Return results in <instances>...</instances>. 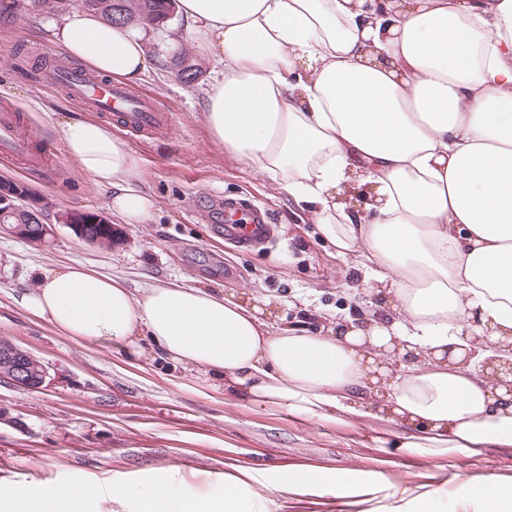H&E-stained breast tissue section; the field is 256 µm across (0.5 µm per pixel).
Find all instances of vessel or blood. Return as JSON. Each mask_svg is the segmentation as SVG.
Masks as SVG:
<instances>
[{
	"label": "vessel or blood",
	"instance_id": "vessel-or-blood-1",
	"mask_svg": "<svg viewBox=\"0 0 512 512\" xmlns=\"http://www.w3.org/2000/svg\"><path fill=\"white\" fill-rule=\"evenodd\" d=\"M46 80L65 89L72 100L91 105L98 112L117 116L123 127L129 130L153 132L169 122L168 114L155 111L145 98L134 96L122 85L83 70L70 67L48 74ZM27 150V142L18 135L11 113H1L0 154L22 157ZM270 233L269 213L262 206H250L245 217L232 212L225 215L226 241L253 246L266 241Z\"/></svg>",
	"mask_w": 512,
	"mask_h": 512
}]
</instances>
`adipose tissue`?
Listing matches in <instances>:
<instances>
[{
    "label": "adipose tissue",
    "mask_w": 512,
    "mask_h": 512,
    "mask_svg": "<svg viewBox=\"0 0 512 512\" xmlns=\"http://www.w3.org/2000/svg\"><path fill=\"white\" fill-rule=\"evenodd\" d=\"M223 70L205 119L235 158L281 179L338 252L376 268L385 317L269 330L261 303L171 283L134 294L82 264L38 269L18 305L130 365L156 358L314 424L361 426L428 459L512 448V0H178ZM63 53L128 83L155 62L143 30L75 9ZM68 156L127 223L152 207L103 123L65 121ZM475 512H512V478L464 474ZM349 495L333 469L272 484L238 468L191 487L179 470L32 492L0 481V512H269L274 493Z\"/></svg>",
    "instance_id": "1"
}]
</instances>
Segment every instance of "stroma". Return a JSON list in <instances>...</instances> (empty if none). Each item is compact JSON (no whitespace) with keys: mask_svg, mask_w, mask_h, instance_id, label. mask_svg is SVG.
<instances>
[{"mask_svg":"<svg viewBox=\"0 0 512 512\" xmlns=\"http://www.w3.org/2000/svg\"><path fill=\"white\" fill-rule=\"evenodd\" d=\"M58 17L31 4L0 23V108L14 112L18 127L32 136L30 158L43 162L35 169L30 158L0 160V176L43 197L45 221L56 226L43 247L0 233V339L36 355L51 376L39 389L0 381V480L49 484L172 466L214 477L245 467L276 478L303 465L344 471L359 499L282 492L273 512H413L399 493L424 488L446 490L448 512H474L457 458L424 459L379 443L367 428L314 425L225 401L220 391L197 392L189 386L190 371L159 360L147 370L133 369L111 342L70 339L16 305L18 293L35 285L34 267L80 263L121 278L137 294L177 282L228 296H270L280 326L315 330L322 316L361 317L372 310L347 300L351 291L363 290L371 272L339 255L318 225L303 220L281 184L234 158L212 136L204 103L219 68L207 60L194 84L180 79L174 58L198 53L188 33L169 44L160 67L131 86L169 114L170 127L131 133L107 121L137 158L140 187L153 202L137 224L112 215L109 189L79 169L59 138L67 118L91 119L94 111L39 81L47 66L64 58L49 31ZM228 199L266 206L274 242L249 249L225 242L221 216ZM66 210L111 214L123 240L109 248L78 241L55 223Z\"/></svg>","mask_w":512,"mask_h":512,"instance_id":"obj_1","label":"stroma"}]
</instances>
